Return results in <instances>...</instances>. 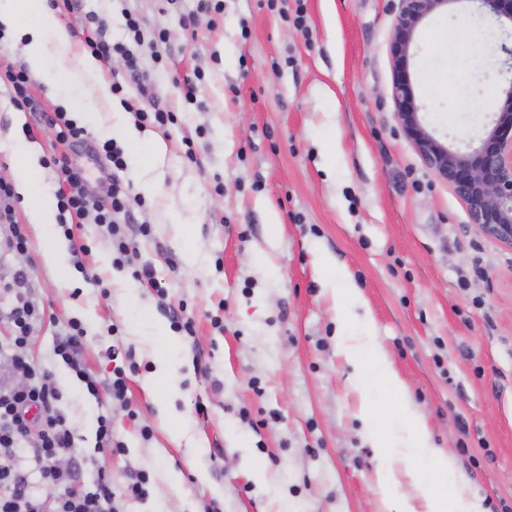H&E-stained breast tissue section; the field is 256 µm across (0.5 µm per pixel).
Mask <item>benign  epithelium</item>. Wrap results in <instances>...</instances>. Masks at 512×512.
Segmentation results:
<instances>
[{
    "label": "benign epithelium",
    "mask_w": 512,
    "mask_h": 512,
    "mask_svg": "<svg viewBox=\"0 0 512 512\" xmlns=\"http://www.w3.org/2000/svg\"><path fill=\"white\" fill-rule=\"evenodd\" d=\"M454 0H398L391 56L395 72V117L425 167L465 201L470 223L488 238L512 245V83L480 145L453 149L424 124L406 73L407 59L424 21Z\"/></svg>",
    "instance_id": "benign-epithelium-1"
}]
</instances>
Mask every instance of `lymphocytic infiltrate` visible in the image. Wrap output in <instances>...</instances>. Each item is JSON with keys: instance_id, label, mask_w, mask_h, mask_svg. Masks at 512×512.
I'll list each match as a JSON object with an SVG mask.
<instances>
[{"instance_id": "obj_1", "label": "lymphocytic infiltrate", "mask_w": 512, "mask_h": 512, "mask_svg": "<svg viewBox=\"0 0 512 512\" xmlns=\"http://www.w3.org/2000/svg\"><path fill=\"white\" fill-rule=\"evenodd\" d=\"M84 42L92 55L106 57L120 53L130 68H137L138 58L131 46L110 43L105 38L106 22L93 13L82 20ZM105 158L111 162L114 176L104 188L110 200L102 206L86 190L87 172L75 165L67 154L54 155L47 166L57 173L59 188L57 207L61 216L79 224L90 220L106 224L112 229V245L118 253L115 266H122L130 252V239L121 228L119 217L128 215L130 188L124 185L119 173L124 170L123 153L119 148H108ZM24 272H16V290L11 297V314L15 326L9 347L8 361L14 370L22 372L27 381L22 386L5 388L0 385V456L10 457V464L0 467V512H46L39 486L50 483L60 487L54 512H118L117 495L138 497L144 493L145 477L127 484L122 492H115L112 478L106 470H99L96 480L81 492L71 490L74 472L57 469L59 456L73 453L76 437L65 415L53 410L59 394L51 382L49 371L31 364L24 350L28 345L32 322L37 308L21 286Z\"/></svg>"}]
</instances>
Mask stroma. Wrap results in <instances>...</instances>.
Returning a JSON list of instances; mask_svg holds the SVG:
<instances>
[{
  "label": "stroma",
  "instance_id": "stroma-1",
  "mask_svg": "<svg viewBox=\"0 0 512 512\" xmlns=\"http://www.w3.org/2000/svg\"><path fill=\"white\" fill-rule=\"evenodd\" d=\"M197 4L81 2L106 20L111 42H128L130 13L166 35L137 47L139 81L128 79L121 55L101 62V81L123 87L114 108L156 103L176 117L136 128L161 145L147 174L158 195L142 193L132 169L121 174L137 223L151 228L134 240L130 264L113 266L108 225L77 224L87 252L47 265L43 253L63 230L30 223L20 202L27 251L0 231V283L26 270L40 313L26 353L52 370L56 407L77 434L75 453L62 458L81 468L72 489L103 469L117 489L148 478L145 495L118 500L119 512H376L370 431H390L415 412L486 512L512 507V246L470 224L466 203L398 125L390 53L398 0H223L219 13ZM189 14L196 23L187 30ZM462 27L468 39H457ZM505 40L499 18L473 0H453L423 23L408 73L424 123L449 147L478 145L501 108L499 81L512 76ZM32 82L38 112L0 90L3 182L15 137L43 158L60 151L47 121L57 107L89 144L107 139L85 119L98 106L96 84L67 103L40 76ZM145 263L165 294L133 277ZM330 271L347 272L360 290L352 313L374 321L405 395L378 377L353 390L337 349ZM178 305L193 334L172 327L168 309ZM74 322L85 330L80 357L97 382L93 394L53 354ZM158 323L174 349L154 336ZM160 354L176 391L151 382ZM118 368L122 401L111 389ZM160 402L177 437L156 414ZM363 403L369 429L357 415ZM100 414L111 417L122 451H96ZM254 467L264 482L252 478ZM173 470L182 474L176 490L167 484Z\"/></svg>",
  "mask_w": 512,
  "mask_h": 512
}]
</instances>
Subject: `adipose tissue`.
I'll return each instance as SVG.
<instances>
[{"label":"adipose tissue","instance_id":"adipose-tissue-1","mask_svg":"<svg viewBox=\"0 0 512 512\" xmlns=\"http://www.w3.org/2000/svg\"><path fill=\"white\" fill-rule=\"evenodd\" d=\"M0 25L13 33L14 47L20 49L34 72L42 74L52 84L61 83L60 77L50 70L49 63L52 57L69 50L72 35L66 22L49 5L48 0H13L11 9L0 10ZM10 151L12 164L9 176L28 206L31 223H54L51 197L38 196L33 192L37 178V156L33 147L20 139L11 144ZM331 286L336 298L337 347L353 368L351 382L354 388L362 389L366 375L373 372L385 379L393 391L404 393V385L393 370L389 356L375 340L370 319L362 318L359 335L350 332V308L361 301L358 290L351 288L347 276L343 274L332 281ZM406 430L413 435L412 443H395L379 434L373 437L379 450L376 470L379 503L387 504L400 477L406 476L411 480L413 493L407 499L403 512H483L480 500L461 484L455 483L450 456L442 449L431 446L425 420L418 414H411ZM414 447L423 449L434 462V480H421L413 464H410V450Z\"/></svg>","mask_w":512,"mask_h":512}]
</instances>
